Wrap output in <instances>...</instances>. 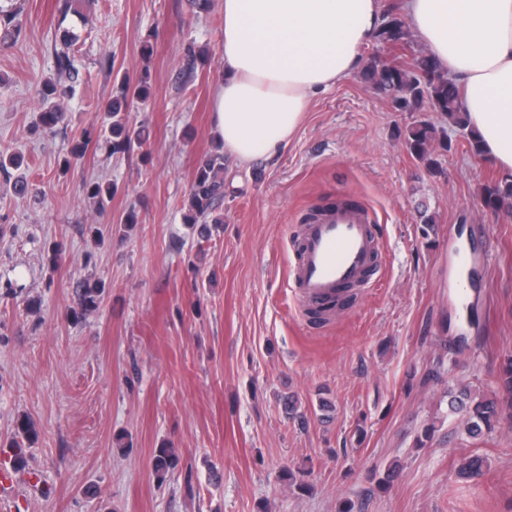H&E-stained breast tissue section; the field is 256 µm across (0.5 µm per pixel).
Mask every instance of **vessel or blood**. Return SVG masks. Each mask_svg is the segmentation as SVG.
<instances>
[{
    "label": "vessel or blood",
    "instance_id": "vessel-or-blood-1",
    "mask_svg": "<svg viewBox=\"0 0 512 512\" xmlns=\"http://www.w3.org/2000/svg\"><path fill=\"white\" fill-rule=\"evenodd\" d=\"M378 239L366 207L339 203L307 225L297 246L291 286L305 306L320 307L342 289L375 287Z\"/></svg>",
    "mask_w": 512,
    "mask_h": 512
}]
</instances>
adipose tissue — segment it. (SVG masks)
Here are the masks:
<instances>
[{"label": "adipose tissue", "instance_id": "1", "mask_svg": "<svg viewBox=\"0 0 512 512\" xmlns=\"http://www.w3.org/2000/svg\"><path fill=\"white\" fill-rule=\"evenodd\" d=\"M223 69L211 132L242 166L288 145L313 98L359 64L382 0H223ZM409 28L463 92L485 163L512 175V0H398Z\"/></svg>", "mask_w": 512, "mask_h": 512}]
</instances>
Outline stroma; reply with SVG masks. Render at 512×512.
Here are the masks:
<instances>
[{"label":"stroma","mask_w":512,"mask_h":512,"mask_svg":"<svg viewBox=\"0 0 512 512\" xmlns=\"http://www.w3.org/2000/svg\"><path fill=\"white\" fill-rule=\"evenodd\" d=\"M55 2L0 0L22 25L0 51V150L20 153L41 190L16 197L0 174V466L20 419L37 432L0 512H512V417L473 441L448 409L464 386L498 394L512 356V206H483L492 172L460 132L428 172L402 137L413 114L351 74L317 96L289 145L248 168L228 162L224 222L204 239L183 204L216 145L221 0L207 13L87 0L65 18ZM62 24L89 83L67 102L69 126L49 132L38 91L56 75ZM190 41L205 52L192 71ZM145 72L152 97L129 117L148 156L100 140L64 163L118 78ZM95 180L117 188L103 212L83 191ZM343 197L371 213L380 279L320 322L289 280L303 217ZM131 210L138 222L124 224ZM97 281L99 309L74 320ZM169 442L178 466L161 482L153 456ZM467 455L485 458L481 479L457 477ZM392 463L399 476L379 487ZM285 467L306 468L307 489L282 480Z\"/></svg>","instance_id":"stroma-1"}]
</instances>
